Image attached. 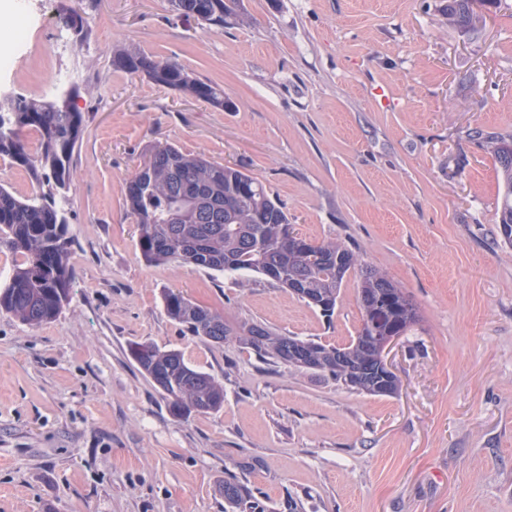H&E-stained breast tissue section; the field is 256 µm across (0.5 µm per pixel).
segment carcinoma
<instances>
[{"instance_id":"cac0c4a2","label":"carcinoma","mask_w":512,"mask_h":512,"mask_svg":"<svg viewBox=\"0 0 512 512\" xmlns=\"http://www.w3.org/2000/svg\"><path fill=\"white\" fill-rule=\"evenodd\" d=\"M471 2L448 0V19L465 29L473 27ZM235 3L171 0L178 16L221 29L234 15ZM66 20L75 41L82 42L87 28L83 13L71 9ZM113 65L214 108L226 110L232 105L222 87L193 78L175 60L118 49L113 51ZM79 95L77 86L66 102L54 92L41 98L14 95L0 107V157L25 170L33 185L27 195L0 185V252L21 257L0 282V313L29 324L56 319L69 300L73 239L62 200L71 189V161L84 130L83 113L74 106ZM27 131L39 134L36 155L28 150ZM474 134L492 148L502 180L499 231L503 241L512 244V138L480 130ZM146 156L152 162L151 173L145 176L135 170L125 183L124 198L126 214L137 225L142 258L149 264L178 263L228 274L263 275L268 266L277 264L286 275L300 277L308 294L328 305L323 311L328 317L334 313L346 274L357 272L362 325L355 340L343 348L339 361L334 357L336 348L318 342H306L307 352L315 355L316 371L378 395L375 350L367 338L392 326L406 330L416 322V308L403 289L339 243L309 246L306 238L292 231L287 215L264 184L241 170L162 143L153 145ZM174 212L182 213L178 223L170 222ZM338 255L343 259L341 271L332 264ZM163 302L168 316L193 335L215 343L233 338L262 358L286 364L297 341L261 324L232 326L222 313L179 292H165ZM130 351L142 372L163 391L175 416L223 406V387L186 363L180 352L148 343H136ZM224 501L237 512H261L253 495L237 483H224Z\"/></svg>"}]
</instances>
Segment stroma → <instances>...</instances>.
I'll use <instances>...</instances> for the list:
<instances>
[{"mask_svg": "<svg viewBox=\"0 0 512 512\" xmlns=\"http://www.w3.org/2000/svg\"><path fill=\"white\" fill-rule=\"evenodd\" d=\"M28 7L0 91L80 87L85 132L66 206L70 300L30 325L0 314V512H224V483L264 512H512V246L474 130L512 135V0H239L206 28L170 0H0ZM88 17L83 44L66 8ZM174 59L223 88L220 110L116 70L112 51ZM169 143L259 179L303 236L387 273L419 320L394 343L396 396L192 335L174 290L334 347L361 323L354 274L332 317L257 273L146 263L124 206L147 149ZM180 350L224 388L174 416L130 355ZM472 0H448V19L462 28L474 26Z\"/></svg>", "mask_w": 512, "mask_h": 512, "instance_id": "1", "label": "stroma"}]
</instances>
